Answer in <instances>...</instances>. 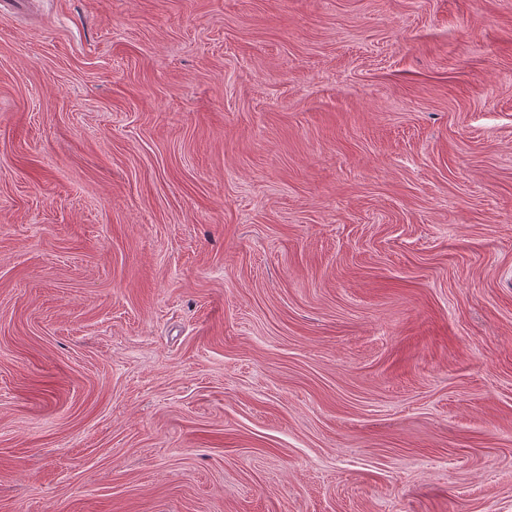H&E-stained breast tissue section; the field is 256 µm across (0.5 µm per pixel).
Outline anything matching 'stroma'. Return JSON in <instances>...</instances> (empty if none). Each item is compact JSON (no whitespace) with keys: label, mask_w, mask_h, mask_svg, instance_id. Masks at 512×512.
Returning a JSON list of instances; mask_svg holds the SVG:
<instances>
[{"label":"stroma","mask_w":512,"mask_h":512,"mask_svg":"<svg viewBox=\"0 0 512 512\" xmlns=\"http://www.w3.org/2000/svg\"><path fill=\"white\" fill-rule=\"evenodd\" d=\"M0 512H512V0H15Z\"/></svg>","instance_id":"stroma-1"}]
</instances>
